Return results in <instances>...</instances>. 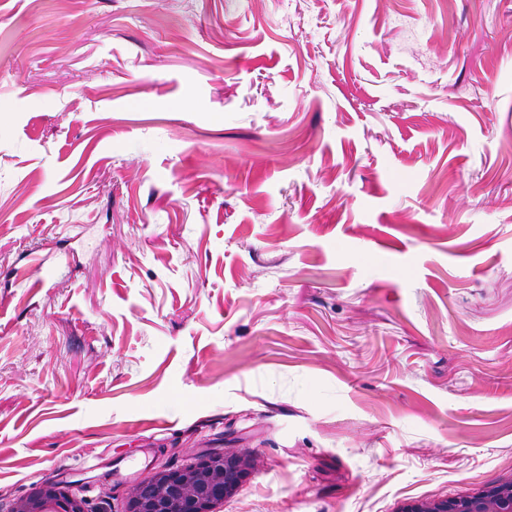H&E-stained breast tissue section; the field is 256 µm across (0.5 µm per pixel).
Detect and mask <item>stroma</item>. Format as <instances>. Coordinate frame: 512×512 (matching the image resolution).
I'll use <instances>...</instances> for the list:
<instances>
[{
	"label": "stroma",
	"instance_id": "35a3bbf8",
	"mask_svg": "<svg viewBox=\"0 0 512 512\" xmlns=\"http://www.w3.org/2000/svg\"><path fill=\"white\" fill-rule=\"evenodd\" d=\"M0 112V512L512 478V0H0ZM253 468L249 453L212 451L177 468H161L130 491L124 512H219ZM62 482H45L13 499L7 512H90L87 500Z\"/></svg>",
	"mask_w": 512,
	"mask_h": 512
}]
</instances>
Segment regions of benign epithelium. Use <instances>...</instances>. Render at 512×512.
<instances>
[{"label":"benign epithelium","instance_id":"obj_1","mask_svg":"<svg viewBox=\"0 0 512 512\" xmlns=\"http://www.w3.org/2000/svg\"><path fill=\"white\" fill-rule=\"evenodd\" d=\"M253 468L250 454L212 451L177 468H161L130 491L124 512H218ZM8 512H89L87 500L62 482H45L12 500ZM401 512H512V480L474 496L410 502Z\"/></svg>","mask_w":512,"mask_h":512}]
</instances>
